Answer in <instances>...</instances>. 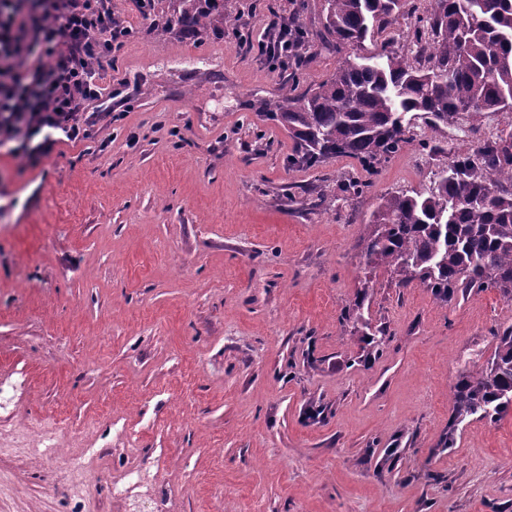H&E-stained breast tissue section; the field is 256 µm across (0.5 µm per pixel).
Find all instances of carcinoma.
<instances>
[{
    "mask_svg": "<svg viewBox=\"0 0 512 512\" xmlns=\"http://www.w3.org/2000/svg\"><path fill=\"white\" fill-rule=\"evenodd\" d=\"M180 22L206 27L209 11L183 0ZM427 25L416 27L409 53L384 42L366 63L345 60L315 88L300 92L306 60L299 49L340 54L406 13L407 0H321L314 38L292 30L283 65L291 80L275 117L296 141L293 166L312 168L349 157L366 170L414 141L402 116L434 129L465 113L512 109V0H431ZM366 266H384L407 286L440 298L458 288L497 289L512 299V133L460 151L429 186L380 198L363 235ZM487 367L451 389L455 417L497 422L512 408V326L494 332Z\"/></svg>",
    "mask_w": 512,
    "mask_h": 512,
    "instance_id": "carcinoma-1",
    "label": "carcinoma"
}]
</instances>
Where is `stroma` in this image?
<instances>
[{"instance_id": "stroma-1", "label": "stroma", "mask_w": 512, "mask_h": 512, "mask_svg": "<svg viewBox=\"0 0 512 512\" xmlns=\"http://www.w3.org/2000/svg\"><path fill=\"white\" fill-rule=\"evenodd\" d=\"M112 3L132 34L107 58L111 122L36 162L0 152V512H512V413L449 427L450 390L486 366L512 300L441 301L367 270L361 242L381 196L512 133V111L414 120L426 148L372 176L348 157L292 167L271 113L288 73L258 45L277 16L317 30V11L219 0L196 38ZM429 8L351 58L405 46ZM60 409L70 474L16 446L14 419ZM132 468L158 471L150 493Z\"/></svg>"}]
</instances>
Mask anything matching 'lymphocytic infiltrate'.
<instances>
[{"label":"lymphocytic infiltrate","mask_w":512,"mask_h":512,"mask_svg":"<svg viewBox=\"0 0 512 512\" xmlns=\"http://www.w3.org/2000/svg\"><path fill=\"white\" fill-rule=\"evenodd\" d=\"M129 29L112 0H0V141L38 160L111 115L98 82Z\"/></svg>","instance_id":"lymphocytic-infiltrate-1"}]
</instances>
